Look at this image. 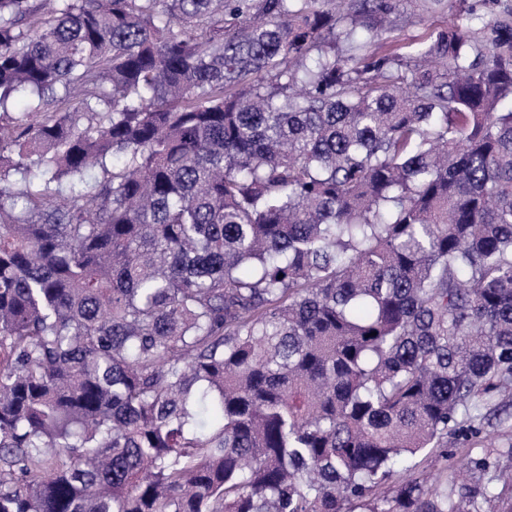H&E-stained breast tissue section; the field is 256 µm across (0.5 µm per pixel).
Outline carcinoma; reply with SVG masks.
Returning <instances> with one entry per match:
<instances>
[{"instance_id":"1","label":"carcinoma","mask_w":512,"mask_h":512,"mask_svg":"<svg viewBox=\"0 0 512 512\" xmlns=\"http://www.w3.org/2000/svg\"><path fill=\"white\" fill-rule=\"evenodd\" d=\"M498 2L0 0V512H497ZM448 18H450V15L446 14V12H438L429 15L428 17L425 18V21L421 22L420 24H402V27L399 28V30H396L391 34L387 35H390L391 37L397 38L402 41H409L411 39L423 36L427 32V26H439L445 24L448 21ZM486 402L483 412H487V416L481 423L479 433L471 436L448 428V446L445 448L448 459L439 457L438 452L420 454L416 459L419 462L418 472L429 477V486L434 474L441 471L442 480L447 478L450 487L459 465L466 463L469 458H489L494 463L491 475L497 478L493 485L502 490L503 508L508 512L512 507V399L494 395L486 397Z\"/></svg>"}]
</instances>
